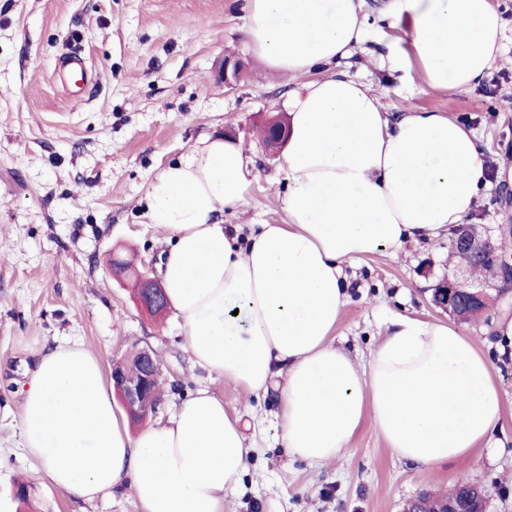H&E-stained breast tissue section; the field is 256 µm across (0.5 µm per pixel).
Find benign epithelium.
I'll use <instances>...</instances> for the list:
<instances>
[{"label":"benign epithelium","instance_id":"obj_1","mask_svg":"<svg viewBox=\"0 0 512 512\" xmlns=\"http://www.w3.org/2000/svg\"><path fill=\"white\" fill-rule=\"evenodd\" d=\"M244 74V64L238 58L226 57L219 71V79L224 87L232 90ZM453 246L468 256L480 257L493 247L491 230H478L474 224H459L453 228ZM140 305L151 315L163 313L167 308L165 290L160 280L146 271L140 275ZM431 304L462 321L460 311L483 310L491 300H500L512 292V258L504 255L494 257L486 268L483 280L469 284L458 275H448L439 280L432 288ZM135 375L123 369L124 359L112 363V386L120 397L128 413L147 419L156 413L159 401L153 394V381L157 368L153 352L149 348L138 349Z\"/></svg>","mask_w":512,"mask_h":512}]
</instances>
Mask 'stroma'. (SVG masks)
<instances>
[{"label": "stroma", "instance_id": "35a3bbf8", "mask_svg": "<svg viewBox=\"0 0 512 512\" xmlns=\"http://www.w3.org/2000/svg\"><path fill=\"white\" fill-rule=\"evenodd\" d=\"M497 2L505 39L495 90L481 83L423 93L404 73L379 66L372 55L383 44L408 46L406 24L378 20L387 0H364L367 39L339 70L382 91L390 114L426 108L457 118L475 132L488 162L511 171L512 0ZM239 4L0 0V512H17L12 488L22 477L34 487L37 512H139L127 494L94 503L70 498L39 478L21 449L25 373L36 350L61 341L81 343L106 371L131 346L152 348L164 379L155 422L200 388L223 400L254 447L224 512H399L419 492L445 493L462 480L483 486L488 512H512V346H500L491 331L492 320L512 316V297L462 326L489 357L502 394L498 447L430 474L393 455L369 420L335 464L291 458L277 440L278 390L254 397L210 375L193 362L174 315L144 314L130 281L113 278L109 254H133L139 266L159 259L166 241L145 216L150 180L202 138L233 136L256 173L244 207L225 223L282 219L281 155L265 148L257 130L284 113L289 84L271 77L253 52ZM69 51L86 60V87L56 69ZM227 55L247 65L233 90L216 77ZM469 221L512 225V179L493 181ZM456 269L444 239L411 242L398 256L378 254L348 269L350 299L336 344L365 363L386 317L443 319L428 290Z\"/></svg>", "mask_w": 512, "mask_h": 512}]
</instances>
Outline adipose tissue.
Returning a JSON list of instances; mask_svg holds the SVG:
<instances>
[{
  "label": "adipose tissue",
  "instance_id": "ef3b65f1",
  "mask_svg": "<svg viewBox=\"0 0 512 512\" xmlns=\"http://www.w3.org/2000/svg\"><path fill=\"white\" fill-rule=\"evenodd\" d=\"M364 0H243L253 51L295 78L285 107L282 223L242 233L222 223L254 179L241 145L210 136L154 176L150 224L169 248L162 280L186 346L246 393L280 383V442L308 463L347 451L372 420L398 458L434 471L492 445L502 398L489 358L453 324L394 315L367 364L337 347L346 265L449 235L490 181L472 130L448 113L390 116L380 92L337 72L365 35ZM412 19L393 71L422 89H466L488 76L504 23L493 0H389ZM25 452L58 489L92 502L127 490L140 512H224L252 448L208 390L164 424L130 433L99 361L82 344L37 352L24 389Z\"/></svg>",
  "mask_w": 512,
  "mask_h": 512
}]
</instances>
